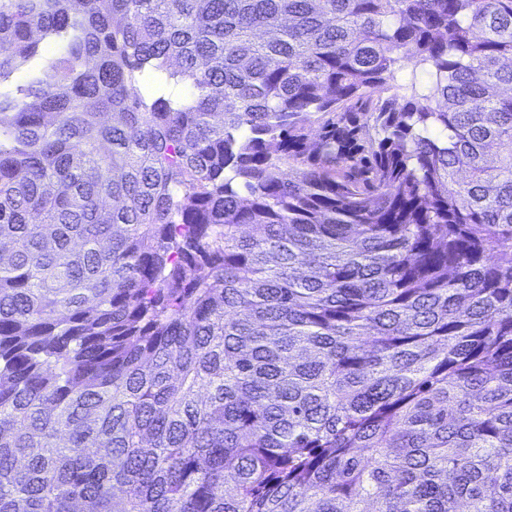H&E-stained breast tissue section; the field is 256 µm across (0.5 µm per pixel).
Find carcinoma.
<instances>
[{
    "label": "carcinoma",
    "instance_id": "obj_1",
    "mask_svg": "<svg viewBox=\"0 0 512 512\" xmlns=\"http://www.w3.org/2000/svg\"><path fill=\"white\" fill-rule=\"evenodd\" d=\"M0 512H512V0H0Z\"/></svg>",
    "mask_w": 512,
    "mask_h": 512
}]
</instances>
